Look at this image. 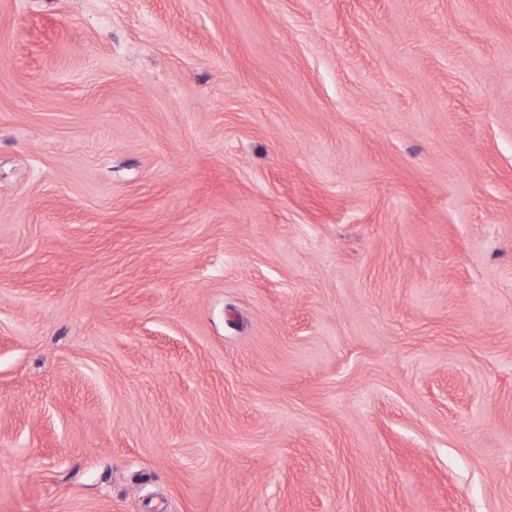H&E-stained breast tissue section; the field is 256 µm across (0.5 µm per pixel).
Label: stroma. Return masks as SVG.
<instances>
[{
  "label": "stroma",
  "mask_w": 512,
  "mask_h": 512,
  "mask_svg": "<svg viewBox=\"0 0 512 512\" xmlns=\"http://www.w3.org/2000/svg\"><path fill=\"white\" fill-rule=\"evenodd\" d=\"M0 512H512V0H0Z\"/></svg>",
  "instance_id": "1"
}]
</instances>
